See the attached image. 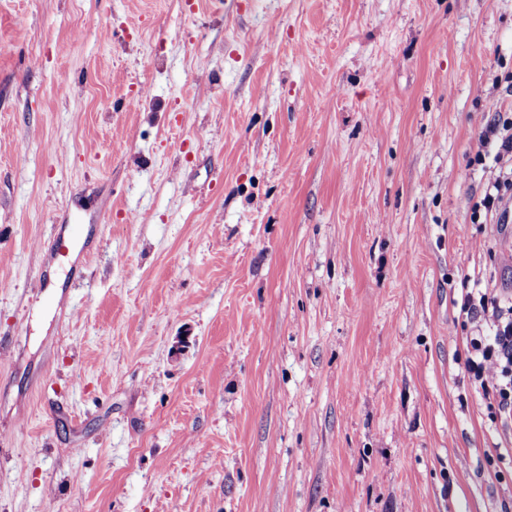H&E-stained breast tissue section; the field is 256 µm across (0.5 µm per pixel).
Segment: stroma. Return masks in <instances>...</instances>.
I'll list each match as a JSON object with an SVG mask.
<instances>
[{"label": "stroma", "mask_w": 512, "mask_h": 512, "mask_svg": "<svg viewBox=\"0 0 512 512\" xmlns=\"http://www.w3.org/2000/svg\"><path fill=\"white\" fill-rule=\"evenodd\" d=\"M511 72L512 0H0V512H512ZM490 109L495 112L493 122L480 136L481 150L475 157V162L483 164L486 156L494 149L492 166L497 174L490 179L484 190L483 197L474 205V214L485 218L500 214L503 221L507 219L506 202L511 199L506 197V192L512 187V114L500 112L496 104ZM463 299L462 310L474 316L482 314L491 333L482 328L469 338V356L465 369L473 376L493 413L495 421H512V297H504L488 288H476ZM490 324V325H489Z\"/></svg>", "instance_id": "stroma-1"}]
</instances>
